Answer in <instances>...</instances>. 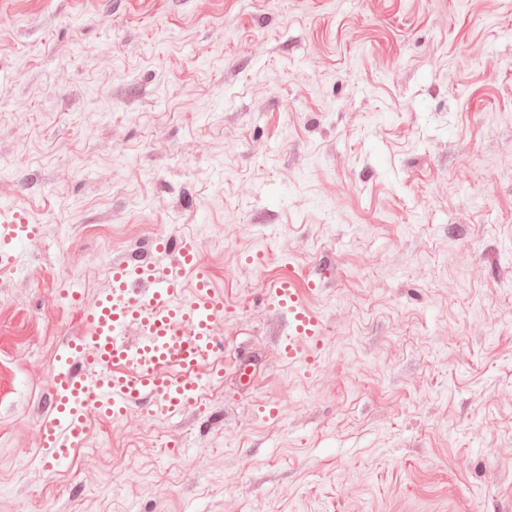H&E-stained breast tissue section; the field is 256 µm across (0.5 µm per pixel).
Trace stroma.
Segmentation results:
<instances>
[{"label":"stroma","mask_w":512,"mask_h":512,"mask_svg":"<svg viewBox=\"0 0 512 512\" xmlns=\"http://www.w3.org/2000/svg\"><path fill=\"white\" fill-rule=\"evenodd\" d=\"M1 203L0 512H512V0H0ZM169 236L223 378L49 462L69 290ZM37 228L32 224L17 222V214L9 207L1 205L0 211V255L9 259L15 249L26 242L32 241L37 235ZM267 297L287 318L288 345L282 351L283 357L291 363L311 361L322 338L319 313L301 302L296 283L290 277L272 281Z\"/></svg>","instance_id":"stroma-1"}]
</instances>
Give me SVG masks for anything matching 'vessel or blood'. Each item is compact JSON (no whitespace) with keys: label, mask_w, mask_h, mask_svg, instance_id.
Instances as JSON below:
<instances>
[{"label":"vessel or blood","mask_w":512,"mask_h":512,"mask_svg":"<svg viewBox=\"0 0 512 512\" xmlns=\"http://www.w3.org/2000/svg\"><path fill=\"white\" fill-rule=\"evenodd\" d=\"M35 226L0 208V257L32 241ZM158 252H175L167 265L120 264L111 269L112 286L81 309L88 330L63 346L52 376L50 414L40 426V447L51 461L68 460L81 445L92 417L119 419L137 403L167 418L181 414L206 389L199 374H224V340L213 324L224 315V296L202 273L197 242L161 238ZM193 292H186L187 280ZM267 297L288 323V362H307L319 347V313L300 300L292 278L271 282Z\"/></svg>","instance_id":"1"}]
</instances>
